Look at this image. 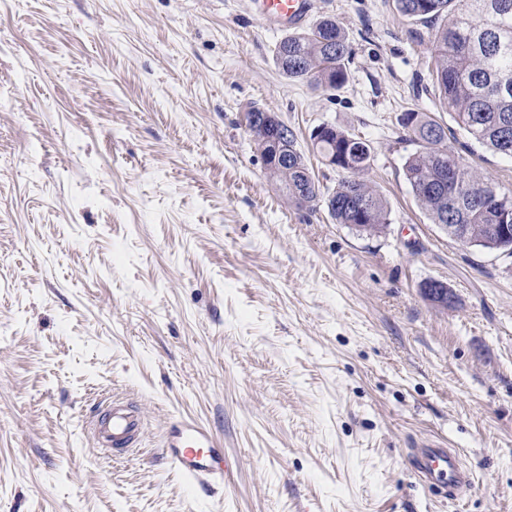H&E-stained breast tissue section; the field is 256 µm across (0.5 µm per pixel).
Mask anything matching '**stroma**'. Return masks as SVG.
<instances>
[{
    "instance_id": "35a3bbf8",
    "label": "stroma",
    "mask_w": 512,
    "mask_h": 512,
    "mask_svg": "<svg viewBox=\"0 0 512 512\" xmlns=\"http://www.w3.org/2000/svg\"><path fill=\"white\" fill-rule=\"evenodd\" d=\"M323 18L353 51L336 92L281 74L286 31L247 0H0V512H512V258L431 222L397 120L444 124L506 192L512 158L435 98L433 25L394 0H312ZM254 105L330 188L312 129L369 141L384 233L297 210ZM111 397L144 416L128 455L87 435ZM182 420L221 441L229 484L164 457ZM422 443L461 454L462 500L418 483Z\"/></svg>"
}]
</instances>
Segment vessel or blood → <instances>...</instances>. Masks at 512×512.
Wrapping results in <instances>:
<instances>
[{
    "label": "vessel or blood",
    "instance_id": "b4317fda",
    "mask_svg": "<svg viewBox=\"0 0 512 512\" xmlns=\"http://www.w3.org/2000/svg\"><path fill=\"white\" fill-rule=\"evenodd\" d=\"M250 6L262 27L283 23L296 27L306 20L311 0H251ZM143 428L141 414L116 400L95 426L93 437L99 448L127 449L136 446ZM163 453L191 484L214 487L230 477L229 458L217 448L211 432L196 423L182 421L172 427L164 439ZM408 463L424 485L446 488L452 498L464 493L473 482L460 454L450 448L411 449Z\"/></svg>",
    "mask_w": 512,
    "mask_h": 512
}]
</instances>
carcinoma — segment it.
Listing matches in <instances>:
<instances>
[{"label":"carcinoma","instance_id":"1","mask_svg":"<svg viewBox=\"0 0 512 512\" xmlns=\"http://www.w3.org/2000/svg\"><path fill=\"white\" fill-rule=\"evenodd\" d=\"M396 10L414 21L439 24L434 35L432 86L457 126L488 150L512 158V0H395ZM352 48L330 19L288 34L275 48L274 61L288 78L308 80L329 90L348 78ZM401 127L412 131L415 148L403 173L417 201L434 224H462L466 244L494 252L490 224L512 225V191L505 192L448 150L444 126L424 113L407 112ZM324 159L348 154L359 168L333 188L322 189L310 177L297 136L288 129L281 152L288 161L275 182L298 209L317 211L325 202L338 224H361L359 232L376 235L387 224L385 199L363 175L371 168L372 148L362 138L338 129L320 141Z\"/></svg>","mask_w":512,"mask_h":512}]
</instances>
